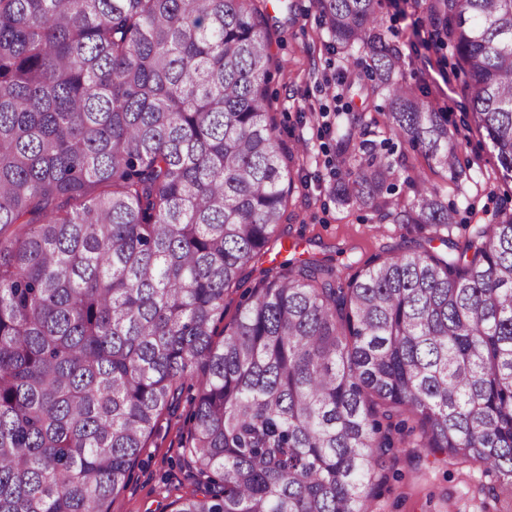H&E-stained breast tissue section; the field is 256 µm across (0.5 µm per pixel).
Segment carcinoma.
<instances>
[{
  "instance_id": "obj_1",
  "label": "carcinoma",
  "mask_w": 512,
  "mask_h": 512,
  "mask_svg": "<svg viewBox=\"0 0 512 512\" xmlns=\"http://www.w3.org/2000/svg\"><path fill=\"white\" fill-rule=\"evenodd\" d=\"M255 2L0 0V234L21 229L0 238V512H108L187 384L202 490L174 512H372L401 448L512 490V194L445 257L408 249L345 283L273 259L217 332L290 191ZM415 2L512 180V0ZM379 5L317 0L390 131L459 185L456 138L401 77ZM339 155L343 203L454 225L413 177L392 197L406 158L352 130Z\"/></svg>"
}]
</instances>
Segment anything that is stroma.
I'll list each match as a JSON object with an SVG mask.
<instances>
[{"mask_svg":"<svg viewBox=\"0 0 512 512\" xmlns=\"http://www.w3.org/2000/svg\"><path fill=\"white\" fill-rule=\"evenodd\" d=\"M267 14L276 60L267 83L270 116L280 140L293 150L288 163L292 182L279 239L271 242L269 255L242 269L239 284L224 295L228 323L274 259L326 258L346 277L352 263L391 256L418 243H429L435 254H446L440 241L431 240L430 229L419 231L383 221L369 210L337 201L336 142L350 128L349 115L358 116L368 139L388 142L395 154L405 155L417 170L425 172L443 201L454 207L457 223L491 220L498 195L512 192L511 181L493 177L490 142L462 122L468 99L451 49H414L416 38L430 39L434 29L414 0H383L381 28L403 54L407 83L424 92L456 135L459 164L472 175L471 182L460 186L446 172L429 169L420 152L393 137L386 125L383 98H353L349 85L358 81L359 72L343 53L333 50L316 0H269ZM189 414L190 403L185 400L176 415L163 418L110 512H173L177 498L196 490L182 450L190 428ZM386 472L388 479L375 500L376 512H512V502L476 466L453 460L443 463L432 457L417 461L399 453L387 458Z\"/></svg>","mask_w":512,"mask_h":512,"instance_id":"stroma-1","label":"stroma"}]
</instances>
